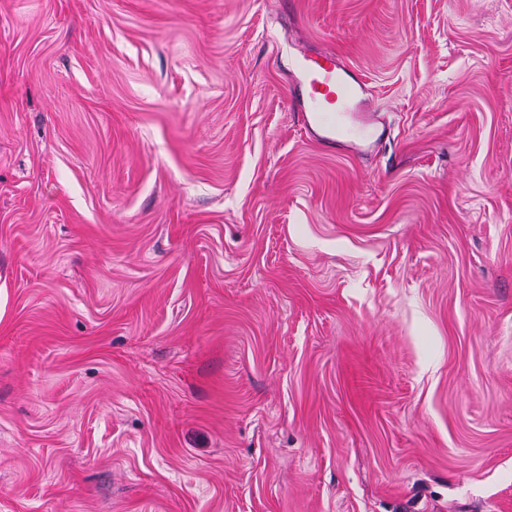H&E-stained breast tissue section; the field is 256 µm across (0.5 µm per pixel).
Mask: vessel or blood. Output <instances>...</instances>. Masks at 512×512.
<instances>
[{"mask_svg":"<svg viewBox=\"0 0 512 512\" xmlns=\"http://www.w3.org/2000/svg\"><path fill=\"white\" fill-rule=\"evenodd\" d=\"M295 99L306 130L316 132L320 142L336 144L342 134V122L327 119L326 107L342 103L367 108L366 86L357 79L337 54L305 59Z\"/></svg>","mask_w":512,"mask_h":512,"instance_id":"vessel-or-blood-1","label":"vessel or blood"}]
</instances>
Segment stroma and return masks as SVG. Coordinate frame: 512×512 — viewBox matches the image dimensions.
Wrapping results in <instances>:
<instances>
[{
  "label": "stroma",
  "mask_w": 512,
  "mask_h": 512,
  "mask_svg": "<svg viewBox=\"0 0 512 512\" xmlns=\"http://www.w3.org/2000/svg\"><path fill=\"white\" fill-rule=\"evenodd\" d=\"M0 512H512V0H0ZM296 85L295 99L303 112L304 126L308 132H316L324 144L340 143L338 138L343 135L340 115L343 111L339 110L337 120L336 116L328 120L323 114L326 107L333 106L336 112L337 101L343 106L354 103L360 109L369 106L365 84L336 53L318 59L304 57Z\"/></svg>",
  "instance_id": "35a3bbf8"
}]
</instances>
